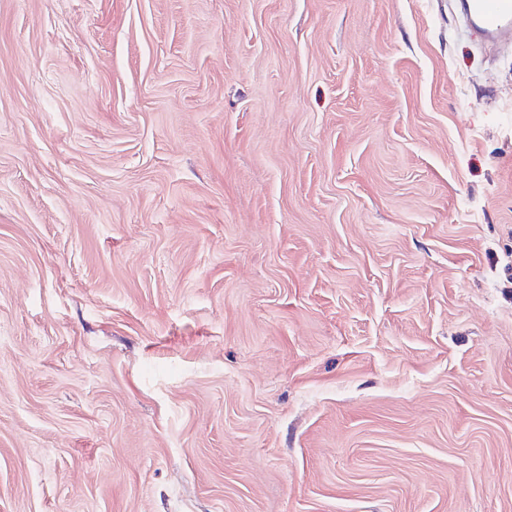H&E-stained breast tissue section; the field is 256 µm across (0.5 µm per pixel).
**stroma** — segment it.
<instances>
[{
	"instance_id": "1",
	"label": "stroma",
	"mask_w": 512,
	"mask_h": 512,
	"mask_svg": "<svg viewBox=\"0 0 512 512\" xmlns=\"http://www.w3.org/2000/svg\"><path fill=\"white\" fill-rule=\"evenodd\" d=\"M0 512H512V47L0 0Z\"/></svg>"
}]
</instances>
